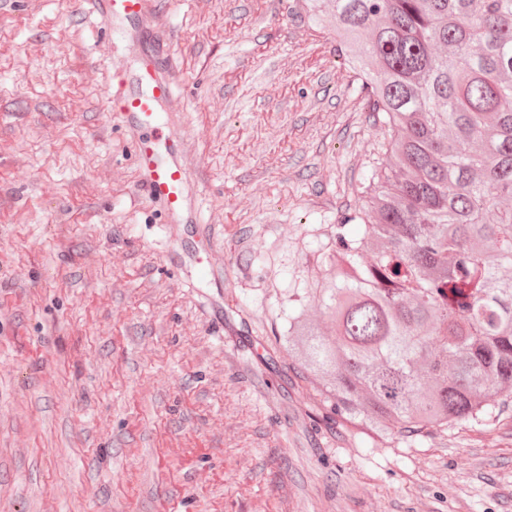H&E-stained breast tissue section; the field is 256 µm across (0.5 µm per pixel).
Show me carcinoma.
Returning a JSON list of instances; mask_svg holds the SVG:
<instances>
[{"instance_id":"cac0c4a2","label":"carcinoma","mask_w":512,"mask_h":512,"mask_svg":"<svg viewBox=\"0 0 512 512\" xmlns=\"http://www.w3.org/2000/svg\"><path fill=\"white\" fill-rule=\"evenodd\" d=\"M384 113L366 208L284 336L336 412L412 440L512 405V0H307Z\"/></svg>"}]
</instances>
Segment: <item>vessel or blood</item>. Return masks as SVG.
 Instances as JSON below:
<instances>
[{"label":"vessel or blood","mask_w":512,"mask_h":512,"mask_svg":"<svg viewBox=\"0 0 512 512\" xmlns=\"http://www.w3.org/2000/svg\"><path fill=\"white\" fill-rule=\"evenodd\" d=\"M108 31H120L135 56L133 69L115 72L110 109L119 115L140 172L138 189L164 216L165 223L194 228L193 249L167 242L172 267L189 280L216 284L221 280L211 260L213 238L202 225L200 195L192 185L183 156V131L169 115L174 82L169 72V45L147 44L148 34L161 35L168 26L156 0H89Z\"/></svg>","instance_id":"1"}]
</instances>
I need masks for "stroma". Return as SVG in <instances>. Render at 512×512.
<instances>
[{
    "label": "stroma",
    "mask_w": 512,
    "mask_h": 512,
    "mask_svg": "<svg viewBox=\"0 0 512 512\" xmlns=\"http://www.w3.org/2000/svg\"><path fill=\"white\" fill-rule=\"evenodd\" d=\"M170 110L224 269L137 194L108 108L120 33L86 0L0 5V512H512V408L419 441L340 417L289 354L387 141L305 0H158Z\"/></svg>",
    "instance_id": "obj_1"
}]
</instances>
